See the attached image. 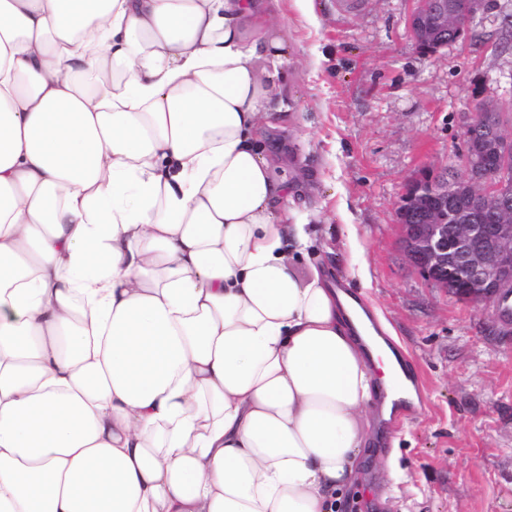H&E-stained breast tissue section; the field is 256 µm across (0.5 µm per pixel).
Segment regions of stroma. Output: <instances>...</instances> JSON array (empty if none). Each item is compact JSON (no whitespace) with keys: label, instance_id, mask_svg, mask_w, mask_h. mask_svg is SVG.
I'll return each instance as SVG.
<instances>
[{"label":"stroma","instance_id":"stroma-1","mask_svg":"<svg viewBox=\"0 0 512 512\" xmlns=\"http://www.w3.org/2000/svg\"><path fill=\"white\" fill-rule=\"evenodd\" d=\"M411 0H312V18L288 10L291 62L268 144L277 176L302 185L299 212H322L300 271L327 268L367 291L392 325L419 402L375 431L396 441L402 482L379 484L373 466L344 512H512V325L488 303L427 284L400 244L396 209L421 169L462 171L464 113L512 106V0H486L468 35L421 52L406 25ZM366 249L353 276L343 225Z\"/></svg>","mask_w":512,"mask_h":512}]
</instances>
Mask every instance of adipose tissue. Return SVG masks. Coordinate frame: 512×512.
Returning <instances> with one entry per match:
<instances>
[{"label": "adipose tissue", "mask_w": 512, "mask_h": 512, "mask_svg": "<svg viewBox=\"0 0 512 512\" xmlns=\"http://www.w3.org/2000/svg\"><path fill=\"white\" fill-rule=\"evenodd\" d=\"M0 0V512H338L398 365L257 138L288 3Z\"/></svg>", "instance_id": "ef3b65f1"}]
</instances>
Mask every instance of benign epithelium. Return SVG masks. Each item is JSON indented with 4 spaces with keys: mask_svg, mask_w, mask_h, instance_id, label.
<instances>
[{
    "mask_svg": "<svg viewBox=\"0 0 512 512\" xmlns=\"http://www.w3.org/2000/svg\"><path fill=\"white\" fill-rule=\"evenodd\" d=\"M408 27L417 46L437 53L460 40L484 10L485 0H412ZM464 174L471 207L448 223L456 196L448 191V169L429 168L408 184L396 210L401 243L411 267L425 281L460 299L498 304L512 296V132L497 108L481 103L465 113ZM492 224L478 223L485 211Z\"/></svg>",
    "mask_w": 512,
    "mask_h": 512,
    "instance_id": "1",
    "label": "benign epithelium"
}]
</instances>
